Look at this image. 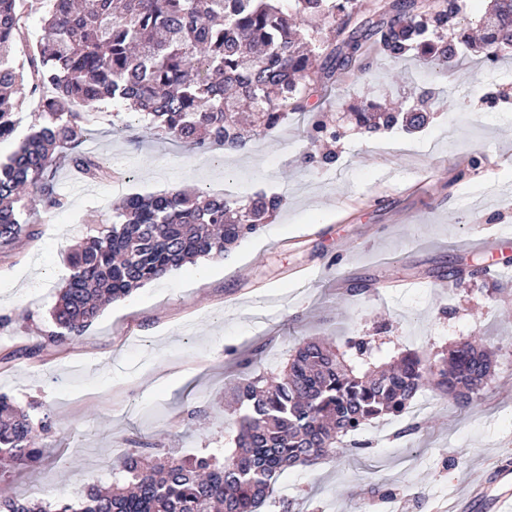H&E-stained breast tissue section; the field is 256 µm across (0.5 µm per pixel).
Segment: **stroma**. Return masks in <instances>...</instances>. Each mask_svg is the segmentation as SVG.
Masks as SVG:
<instances>
[{
	"label": "stroma",
	"mask_w": 512,
	"mask_h": 512,
	"mask_svg": "<svg viewBox=\"0 0 512 512\" xmlns=\"http://www.w3.org/2000/svg\"><path fill=\"white\" fill-rule=\"evenodd\" d=\"M356 64L312 91L315 111L350 116L372 104L424 103L429 123L364 138L311 144L308 117L252 140L247 153H195L102 106L85 144L111 175L91 180L61 167L63 208H26L35 237L0 248V393L42 403L55 424L41 458L0 476L20 499L80 497L110 485L118 458L152 442L192 456L224 447L235 415L224 392L255 371L279 374L304 339L344 347L375 340L433 358L477 338L496 353L484 395L459 408L428 388L415 416L384 418L360 433L370 443L314 467L286 470L276 486L293 512H443L486 472H512V278L446 285L449 268L485 265L484 245L512 225V47L490 63L469 51L459 67L395 60L364 43ZM331 150L333 164L315 158ZM197 188L248 199L284 194V208L227 257L185 265L105 307L73 341L45 332L67 255L107 223L130 194ZM387 283L371 297L362 283Z\"/></svg>",
	"instance_id": "1"
}]
</instances>
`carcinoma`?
I'll return each instance as SVG.
<instances>
[{
    "instance_id": "carcinoma-1",
    "label": "carcinoma",
    "mask_w": 512,
    "mask_h": 512,
    "mask_svg": "<svg viewBox=\"0 0 512 512\" xmlns=\"http://www.w3.org/2000/svg\"><path fill=\"white\" fill-rule=\"evenodd\" d=\"M20 0H0V140L20 123L24 90L39 95L30 133L0 162V248L33 236L21 201L33 190L43 206L64 205L57 173L68 165L91 179L106 176L89 155L92 110L105 101L129 106L155 133L192 150L243 149L296 112H308L314 143L326 128L311 112L310 92L333 78L336 50L301 25L326 20L342 45L360 53L361 0H35L45 12L36 53L23 64L13 49L24 34ZM462 7L453 21L433 6L400 0L374 32L378 48L400 59L415 52L433 65L455 62L468 45ZM481 42L512 46V0H492ZM366 133L402 126L422 129L414 110L358 112ZM279 194L246 203L171 189L124 198L97 234L71 253L73 273L53 306L50 341L81 336L101 308L165 277L185 263L218 257L261 232L284 205ZM338 352L322 340L302 343L272 379L251 372L234 388L239 416L234 447L182 456L139 442L119 460L121 480L78 499L19 500L0 495V512H288L275 496L282 472L315 466L337 453L364 448L356 436L370 421L398 416L427 383L466 408L491 376L490 352L460 342L423 359L403 351L388 366L371 362L368 343ZM439 366L436 377L425 368ZM0 394V466L35 458L52 433L53 417L36 419Z\"/></svg>"
}]
</instances>
